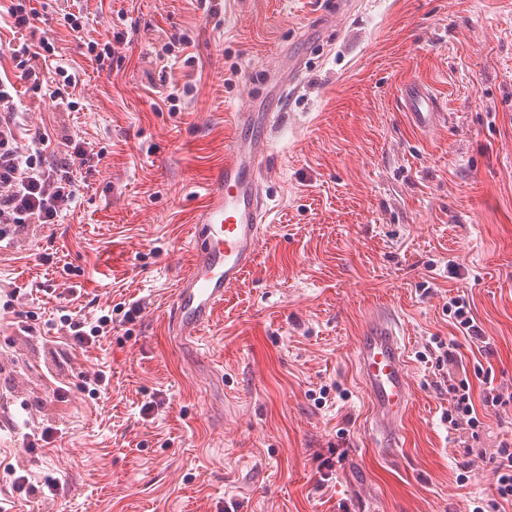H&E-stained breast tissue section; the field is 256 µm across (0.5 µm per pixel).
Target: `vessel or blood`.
Returning a JSON list of instances; mask_svg holds the SVG:
<instances>
[{"mask_svg":"<svg viewBox=\"0 0 512 512\" xmlns=\"http://www.w3.org/2000/svg\"><path fill=\"white\" fill-rule=\"evenodd\" d=\"M401 95L414 126L427 131L438 124V102L426 85L408 82ZM270 121L267 112L245 111L233 116L234 135L226 145L224 165L196 212L193 263L170 301L172 328L184 340L198 339L225 292L255 262L270 215L260 184V170L266 161L264 126ZM400 334L397 316L374 317L356 349L371 405V430L378 448L386 453L398 448L411 405V381Z\"/></svg>","mask_w":512,"mask_h":512,"instance_id":"vessel-or-blood-1","label":"vessel or blood"}]
</instances>
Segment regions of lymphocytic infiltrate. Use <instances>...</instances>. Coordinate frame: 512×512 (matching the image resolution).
<instances>
[{
	"mask_svg": "<svg viewBox=\"0 0 512 512\" xmlns=\"http://www.w3.org/2000/svg\"><path fill=\"white\" fill-rule=\"evenodd\" d=\"M18 118L12 90L0 81V241L26 224L44 227L58 223L79 191L68 164L47 158L45 134L35 133L27 149L18 147ZM59 321L74 348L96 344L111 333L113 324L108 313L91 321L65 314ZM448 392L447 420L454 430L477 431L481 426L477 405L494 407L501 401L500 394L489 386L483 391L481 403H474L471 385L465 379L449 385Z\"/></svg>",
	"mask_w": 512,
	"mask_h": 512,
	"instance_id": "f902f5d3",
	"label": "lymphocytic infiltrate"
}]
</instances>
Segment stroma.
Wrapping results in <instances>:
<instances>
[{"instance_id":"1","label":"stroma","mask_w":512,"mask_h":512,"mask_svg":"<svg viewBox=\"0 0 512 512\" xmlns=\"http://www.w3.org/2000/svg\"><path fill=\"white\" fill-rule=\"evenodd\" d=\"M56 47L40 86L14 79L52 158L80 192L53 229L0 245V506L5 512H469L497 499L490 459L512 446V0H349L331 28L321 0H32ZM82 11L75 33L64 15ZM189 45H182V38ZM111 41L112 63L82 55ZM302 60L282 124L267 132L272 223L256 261L194 345L167 323L193 260L194 213L224 164L233 113L266 111L283 53ZM77 74L76 111L44 93ZM417 80L445 114L415 129ZM175 109L164 108L168 94ZM17 291L13 310L5 294ZM464 294L487 341L450 323ZM133 322L122 319L132 304ZM113 308L111 336L55 346L60 310ZM401 318L412 402L395 455L377 450L356 362L365 321ZM32 314L37 336L13 326ZM462 364L439 369L441 350ZM101 369L90 397L73 379ZM67 401L32 398L50 375ZM503 403L477 435L449 429L448 385ZM55 426L30 463L61 480L45 501L12 494L21 436Z\"/></svg>"}]
</instances>
